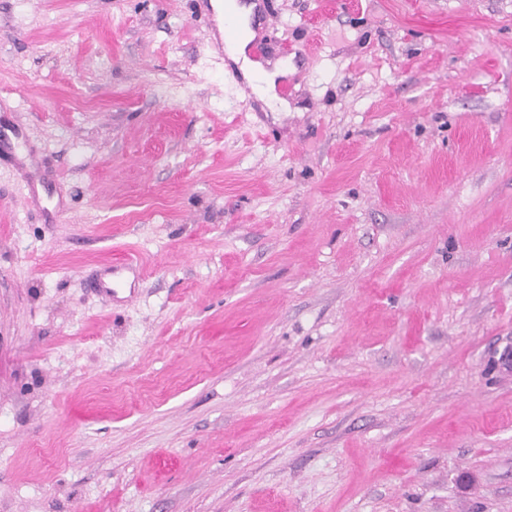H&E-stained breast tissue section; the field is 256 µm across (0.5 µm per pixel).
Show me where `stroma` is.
Returning <instances> with one entry per match:
<instances>
[{"label":"stroma","instance_id":"stroma-1","mask_svg":"<svg viewBox=\"0 0 512 512\" xmlns=\"http://www.w3.org/2000/svg\"><path fill=\"white\" fill-rule=\"evenodd\" d=\"M0 0V512H512V0ZM212 3L221 16L224 14V54L236 66L252 95L263 104L267 112H283L288 109L287 101L276 92L277 81L288 76V63L263 62L249 57V42L257 34L251 24L257 20L258 4L240 3L237 0H212ZM229 21L246 27L250 37L246 40L230 37L227 33Z\"/></svg>","mask_w":512,"mask_h":512}]
</instances>
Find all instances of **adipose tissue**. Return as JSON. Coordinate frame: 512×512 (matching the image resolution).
I'll return each mask as SVG.
<instances>
[{"instance_id":"adipose-tissue-1","label":"adipose tissue","mask_w":512,"mask_h":512,"mask_svg":"<svg viewBox=\"0 0 512 512\" xmlns=\"http://www.w3.org/2000/svg\"><path fill=\"white\" fill-rule=\"evenodd\" d=\"M248 41L225 37L224 53L229 62L234 64L252 95L270 112L287 109L288 103L276 92L279 79L287 77L288 64L284 61L263 62L250 58Z\"/></svg>"}]
</instances>
